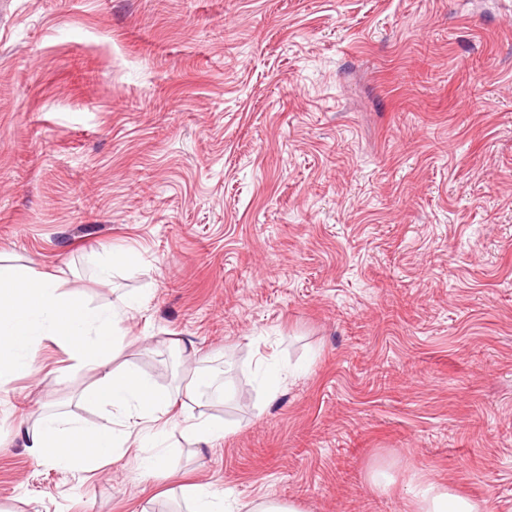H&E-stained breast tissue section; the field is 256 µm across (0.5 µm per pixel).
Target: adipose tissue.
I'll use <instances>...</instances> for the list:
<instances>
[{
	"label": "adipose tissue",
	"instance_id": "obj_1",
	"mask_svg": "<svg viewBox=\"0 0 512 512\" xmlns=\"http://www.w3.org/2000/svg\"><path fill=\"white\" fill-rule=\"evenodd\" d=\"M58 271L0 263V383L36 371L37 344L62 345L75 366L94 371L84 400L111 413L110 423L88 426L65 412H51L19 431L30 454L63 469L92 471L122 448L137 449L144 473L167 466L170 394L129 367L114 366L126 308L90 307L65 291ZM416 512H487L485 502L427 482L415 486Z\"/></svg>",
	"mask_w": 512,
	"mask_h": 512
}]
</instances>
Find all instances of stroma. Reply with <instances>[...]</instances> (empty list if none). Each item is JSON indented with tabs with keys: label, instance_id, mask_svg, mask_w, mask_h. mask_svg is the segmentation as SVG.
<instances>
[{
	"label": "stroma",
	"instance_id": "1",
	"mask_svg": "<svg viewBox=\"0 0 512 512\" xmlns=\"http://www.w3.org/2000/svg\"><path fill=\"white\" fill-rule=\"evenodd\" d=\"M112 251L138 262L98 282ZM0 255L145 297L119 362L230 429L197 447L173 407L154 478L34 460L20 418L106 420L43 340L0 385V512H188L200 482L412 512V472L512 512V0H0Z\"/></svg>",
	"mask_w": 512,
	"mask_h": 512
}]
</instances>
